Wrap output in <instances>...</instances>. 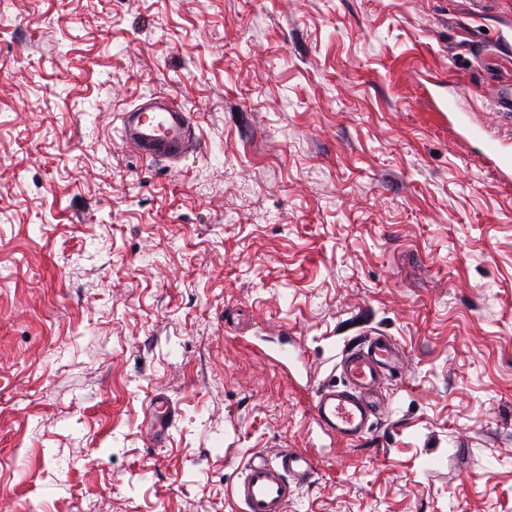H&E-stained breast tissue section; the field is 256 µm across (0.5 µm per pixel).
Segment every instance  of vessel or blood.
<instances>
[{
	"label": "vessel or blood",
	"mask_w": 512,
	"mask_h": 512,
	"mask_svg": "<svg viewBox=\"0 0 512 512\" xmlns=\"http://www.w3.org/2000/svg\"><path fill=\"white\" fill-rule=\"evenodd\" d=\"M126 139L137 152L151 161L176 162L190 145L193 122L190 114L165 96H155L124 114ZM483 156L503 178L512 177V154L503 151L496 140L483 144ZM401 356L386 337L370 338L364 346L346 352L340 367L347 380L344 389L321 388L311 404L314 423L328 437L345 442L367 434L379 415L381 403L376 388L384 374L399 370ZM174 409L156 399L150 411L152 435L162 440L171 426ZM317 469L313 454L282 449L274 455L258 452L242 467L232 496L241 512H286L297 483L312 478Z\"/></svg>",
	"instance_id": "b4317fda"
}]
</instances>
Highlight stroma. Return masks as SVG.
I'll return each mask as SVG.
<instances>
[{
  "mask_svg": "<svg viewBox=\"0 0 512 512\" xmlns=\"http://www.w3.org/2000/svg\"><path fill=\"white\" fill-rule=\"evenodd\" d=\"M461 87L512 151V0H0V506L238 512L293 448L288 512H512V181ZM155 94L175 165L121 133ZM377 335L384 416L333 441L311 398ZM122 125L129 143L151 161L177 162L191 146L190 113L165 96H154L126 112ZM483 156L503 178L509 180L512 175V154L503 151L496 140L489 139L484 141ZM174 409L162 398H157L150 411L152 421V436L156 441H161L173 423ZM317 461L313 454L284 448L269 456L257 452L242 467L232 496L241 512H285L295 486L312 478Z\"/></svg>",
  "mask_w": 512,
  "mask_h": 512,
  "instance_id": "1",
  "label": "stroma"
}]
</instances>
